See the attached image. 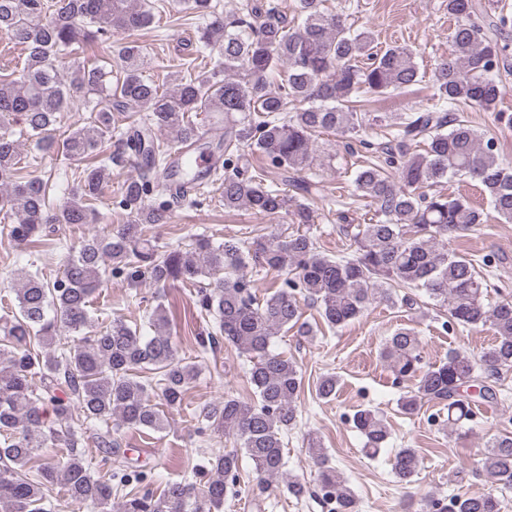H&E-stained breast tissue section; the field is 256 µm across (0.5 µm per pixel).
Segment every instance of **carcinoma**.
<instances>
[{"label": "carcinoma", "instance_id": "obj_1", "mask_svg": "<svg viewBox=\"0 0 512 512\" xmlns=\"http://www.w3.org/2000/svg\"><path fill=\"white\" fill-rule=\"evenodd\" d=\"M176 6L205 26L198 30L197 59L164 89L143 74L145 56L136 39L153 22L156 0H0V36L25 54L22 67L0 75V213L12 220L3 226L7 237L35 245L49 224L98 223L89 201L112 183V165L141 159L137 175L119 187V205L129 220L69 248L52 279L33 257L12 288L16 306L5 304L0 316L4 512H65L71 502L112 512L113 488L129 485L141 472L128 465L100 472L74 421L94 427L91 442L108 465L125 457L113 431H164V409L182 407L199 376L198 363L179 356V339L170 332L175 315L162 305L147 316L153 336L119 317L105 326L95 322L90 305L106 275L135 287L148 280L159 288L175 282L199 288L195 305L207 328L206 335L195 336L196 353L222 342L252 363L248 383L254 398L226 394L196 414L199 434L222 433L233 447L196 472L204 487L194 512H217L228 494H236L244 456L261 490L282 476L284 437L297 425L304 382L297 365L273 352L272 344L280 332L316 335L301 320L302 298L316 304L330 329L355 321L372 302L413 308L417 300L411 295L395 297L400 288L423 291L447 327H489L493 341L478 355L451 349L438 365L423 364L413 328H397L379 353L395 383L413 382L399 409L412 415L424 401L447 407L450 437L482 404L497 400L488 379L512 370V301H486L473 260L448 248L483 224V210L463 194L423 192L465 176L480 185L502 223L512 224V167L499 161L497 141L461 116L467 109L496 111L501 72L509 70V44L502 42L512 28L506 7L447 0L456 25L448 58L432 73L433 107L373 116L366 111L371 98L422 82L413 50L376 49L370 31H352L347 17L323 7L322 0H293L289 13L265 0H176ZM114 33L127 35L115 70L84 60L87 45L80 35L99 40ZM77 98L89 117L62 133L58 117ZM130 107L142 117L122 133L115 153L104 154L114 132L112 113ZM191 112L224 127V140L207 136V126L189 119ZM498 119L512 123L501 111ZM370 125L384 129L385 141L376 147L363 138ZM325 131H339L374 152L357 168L351 196L367 200L376 220L341 225L351 254L336 258L320 250L310 206L266 183L264 171L250 172L244 155L247 148L268 159L306 200L317 187L301 173L320 159L313 137ZM26 144L43 157L60 155L81 165L61 206L50 204L51 179L22 174L30 166ZM183 148L223 158L212 181L224 208L244 206L269 219L291 214L301 227L287 236L273 229L220 243L198 235L187 250H159L145 225L170 223L178 201L198 204L201 174L171 163ZM257 266L285 275L262 299L244 275ZM150 371L158 378L147 376ZM338 386L335 375H324L316 395L332 399ZM351 422L369 455L386 446L390 431L378 411L359 409ZM307 444L326 496L344 512H358L344 478L328 465L321 439L310 434ZM419 463L415 448H401L390 458L404 483ZM28 467L34 469L30 477L23 473ZM481 468L492 482L512 487V433L487 442ZM55 487L60 496L53 500ZM189 499L188 485L171 481L158 493H127L120 512H185ZM500 509L491 492L457 495L441 506V512Z\"/></svg>", "mask_w": 512, "mask_h": 512}]
</instances>
